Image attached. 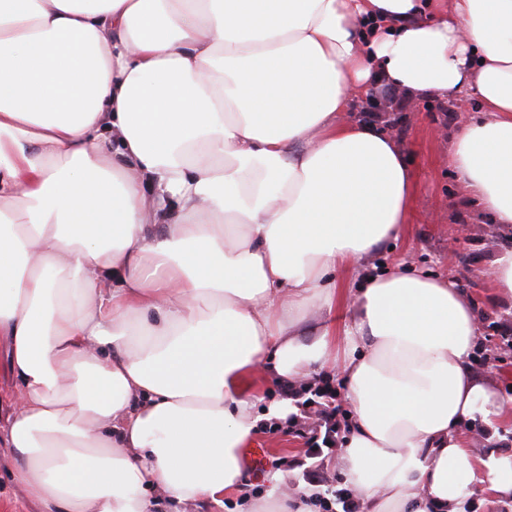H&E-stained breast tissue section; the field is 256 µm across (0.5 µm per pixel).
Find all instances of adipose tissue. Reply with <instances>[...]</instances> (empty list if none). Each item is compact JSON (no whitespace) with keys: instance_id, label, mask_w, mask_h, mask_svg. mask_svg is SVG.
I'll return each instance as SVG.
<instances>
[{"instance_id":"ef3b65f1","label":"adipose tissue","mask_w":512,"mask_h":512,"mask_svg":"<svg viewBox=\"0 0 512 512\" xmlns=\"http://www.w3.org/2000/svg\"><path fill=\"white\" fill-rule=\"evenodd\" d=\"M382 87L476 101L448 165L512 301V0H0V449L37 512L221 503L329 367L356 512L512 503L471 296L360 266L407 222L401 139L350 112ZM269 375V370L264 366H257L249 375V382L259 391L264 402L278 395L281 388Z\"/></svg>"}]
</instances>
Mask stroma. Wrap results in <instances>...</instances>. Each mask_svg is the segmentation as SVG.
<instances>
[{
    "instance_id": "35a3bbf8",
    "label": "stroma",
    "mask_w": 512,
    "mask_h": 512,
    "mask_svg": "<svg viewBox=\"0 0 512 512\" xmlns=\"http://www.w3.org/2000/svg\"><path fill=\"white\" fill-rule=\"evenodd\" d=\"M473 101L460 100L448 110L439 99L429 98L409 105L399 103L395 111L384 113L387 121L401 126L404 156L411 175L408 223L391 248L370 256L366 266L387 267L404 259L418 269L437 274L448 270V235L460 239L457 277L468 285L483 319L484 344L512 340V303L499 300L491 283L481 276L485 264L494 259L501 241L486 231L489 219L479 206L464 196L448 167V148L457 112L476 111ZM309 435L291 427L269 430L259 426L243 450L245 470L242 488L224 495L220 512H256L268 492V477L282 472L290 489L313 488L320 498H333L341 484L334 467L336 449H327L307 458ZM316 479H309V472Z\"/></svg>"
}]
</instances>
